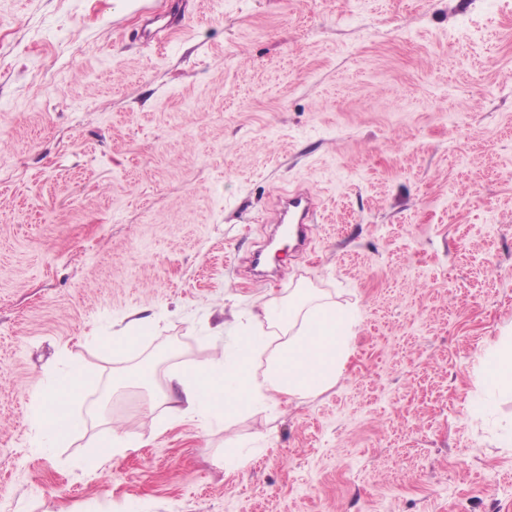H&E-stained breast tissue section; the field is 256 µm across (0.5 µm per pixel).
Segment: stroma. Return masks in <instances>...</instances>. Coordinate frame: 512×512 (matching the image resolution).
<instances>
[{
	"instance_id": "35a3bbf8",
	"label": "stroma",
	"mask_w": 512,
	"mask_h": 512,
	"mask_svg": "<svg viewBox=\"0 0 512 512\" xmlns=\"http://www.w3.org/2000/svg\"><path fill=\"white\" fill-rule=\"evenodd\" d=\"M1 168L0 512H512V0H0ZM286 188L317 221L279 255ZM305 297L360 321L333 387L160 428L170 369ZM151 321L149 319H138L124 335L112 337V351L120 354L131 355L140 348L142 334L149 331ZM512 333L500 339L485 355L484 374L493 390L512 392ZM84 384L85 372L78 364L70 365L62 374L48 381L38 398L34 413V423L43 436L61 441L78 425L71 406L81 398Z\"/></svg>"
}]
</instances>
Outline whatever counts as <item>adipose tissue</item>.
<instances>
[{
	"mask_svg": "<svg viewBox=\"0 0 512 512\" xmlns=\"http://www.w3.org/2000/svg\"><path fill=\"white\" fill-rule=\"evenodd\" d=\"M358 319L346 307L317 300L280 309L263 306L226 337L220 356L172 371L168 382L182 397L178 420L224 422L262 409L274 397L305 399L333 386L343 373ZM484 374L495 390L512 392V338L485 355ZM85 372L73 364L50 379L34 413L42 435L61 441L78 424L71 410L84 390Z\"/></svg>",
	"mask_w": 512,
	"mask_h": 512,
	"instance_id": "adipose-tissue-1",
	"label": "adipose tissue"
}]
</instances>
